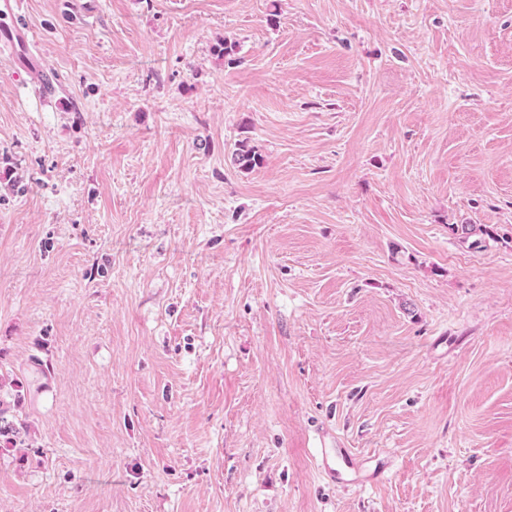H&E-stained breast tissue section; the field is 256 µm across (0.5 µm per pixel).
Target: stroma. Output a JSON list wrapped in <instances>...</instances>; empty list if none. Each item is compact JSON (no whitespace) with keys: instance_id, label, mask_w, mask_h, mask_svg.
Masks as SVG:
<instances>
[{"instance_id":"obj_1","label":"stroma","mask_w":512,"mask_h":512,"mask_svg":"<svg viewBox=\"0 0 512 512\" xmlns=\"http://www.w3.org/2000/svg\"><path fill=\"white\" fill-rule=\"evenodd\" d=\"M11 3L0 512H512V0ZM233 151V163L241 170L249 171L262 164V157L253 147L248 146L247 141H240Z\"/></svg>"}]
</instances>
